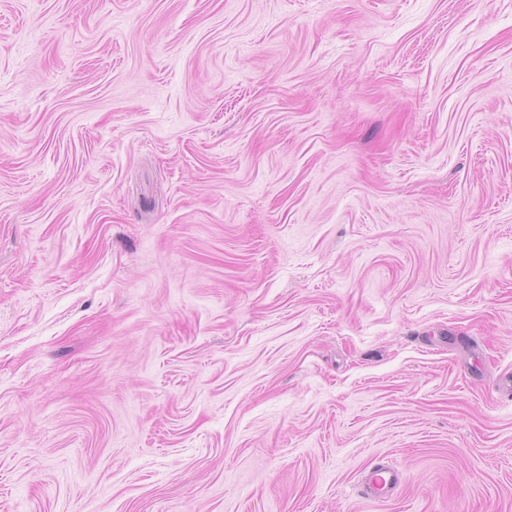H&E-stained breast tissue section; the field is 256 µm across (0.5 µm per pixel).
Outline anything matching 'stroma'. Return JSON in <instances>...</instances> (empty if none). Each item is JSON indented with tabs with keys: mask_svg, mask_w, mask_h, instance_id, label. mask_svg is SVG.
Returning <instances> with one entry per match:
<instances>
[{
	"mask_svg": "<svg viewBox=\"0 0 512 512\" xmlns=\"http://www.w3.org/2000/svg\"><path fill=\"white\" fill-rule=\"evenodd\" d=\"M511 379L512 0H0V512H512ZM399 484V471L388 464L372 471L364 482L367 494L382 496L394 491Z\"/></svg>",
	"mask_w": 512,
	"mask_h": 512,
	"instance_id": "35a3bbf8",
	"label": "stroma"
}]
</instances>
